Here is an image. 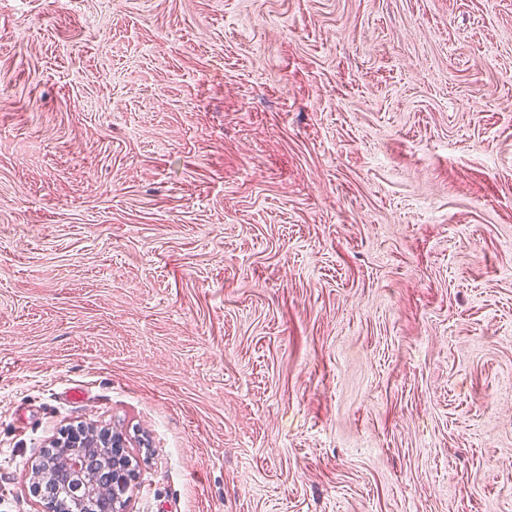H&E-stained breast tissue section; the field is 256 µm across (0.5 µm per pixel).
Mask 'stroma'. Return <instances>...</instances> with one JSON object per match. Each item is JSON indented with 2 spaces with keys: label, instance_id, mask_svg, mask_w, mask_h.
Returning a JSON list of instances; mask_svg holds the SVG:
<instances>
[{
  "label": "stroma",
  "instance_id": "1",
  "mask_svg": "<svg viewBox=\"0 0 512 512\" xmlns=\"http://www.w3.org/2000/svg\"><path fill=\"white\" fill-rule=\"evenodd\" d=\"M89 422L128 512H512V0H0V512Z\"/></svg>",
  "mask_w": 512,
  "mask_h": 512
}]
</instances>
